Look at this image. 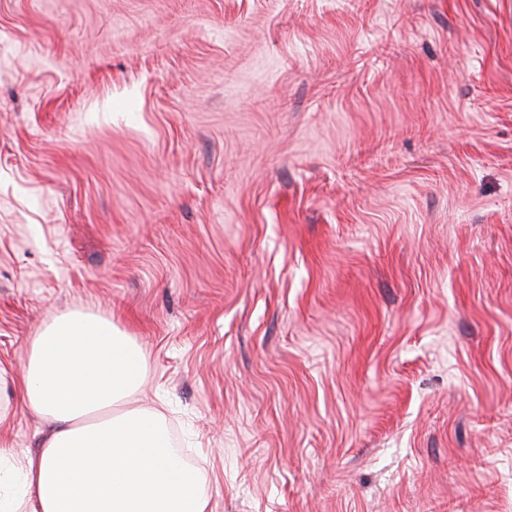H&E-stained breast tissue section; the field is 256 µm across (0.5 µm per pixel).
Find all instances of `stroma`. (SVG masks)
<instances>
[{"mask_svg":"<svg viewBox=\"0 0 512 512\" xmlns=\"http://www.w3.org/2000/svg\"><path fill=\"white\" fill-rule=\"evenodd\" d=\"M74 308L209 512H512V0H0L7 377Z\"/></svg>","mask_w":512,"mask_h":512,"instance_id":"stroma-1","label":"stroma"}]
</instances>
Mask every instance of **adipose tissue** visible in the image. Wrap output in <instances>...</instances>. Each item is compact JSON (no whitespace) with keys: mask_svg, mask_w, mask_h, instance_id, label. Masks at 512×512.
<instances>
[{"mask_svg":"<svg viewBox=\"0 0 512 512\" xmlns=\"http://www.w3.org/2000/svg\"><path fill=\"white\" fill-rule=\"evenodd\" d=\"M142 374L111 321L70 310L47 324L13 387L47 431L34 454L0 445V512H207L163 416L124 407Z\"/></svg>","mask_w":512,"mask_h":512,"instance_id":"adipose-tissue-1","label":"adipose tissue"}]
</instances>
